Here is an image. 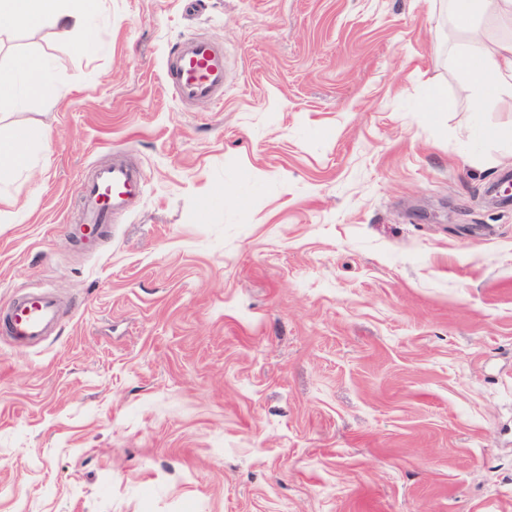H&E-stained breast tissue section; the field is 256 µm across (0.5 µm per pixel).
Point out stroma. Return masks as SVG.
Listing matches in <instances>:
<instances>
[{"mask_svg":"<svg viewBox=\"0 0 512 512\" xmlns=\"http://www.w3.org/2000/svg\"><path fill=\"white\" fill-rule=\"evenodd\" d=\"M0 137L47 132L0 196V512H512V98L450 61L448 0H101L95 44L12 28ZM223 46L183 106L166 53ZM441 90L447 107L426 103ZM145 181L74 244L77 186ZM164 78L186 106L224 97V48L200 36H189L169 53ZM22 87L27 94L46 93L51 78L42 60L29 56L18 57L13 66L0 71V99H12ZM59 304L51 291L31 288L0 311V333L9 338L37 346L57 326Z\"/></svg>","mask_w":512,"mask_h":512,"instance_id":"1","label":"stroma"}]
</instances>
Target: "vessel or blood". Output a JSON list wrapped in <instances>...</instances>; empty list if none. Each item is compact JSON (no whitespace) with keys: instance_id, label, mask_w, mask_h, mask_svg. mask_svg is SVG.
Listing matches in <instances>:
<instances>
[{"instance_id":"b4317fda","label":"vessel or blood","mask_w":512,"mask_h":512,"mask_svg":"<svg viewBox=\"0 0 512 512\" xmlns=\"http://www.w3.org/2000/svg\"><path fill=\"white\" fill-rule=\"evenodd\" d=\"M164 78L184 105L220 100L224 96V50L206 38L186 37L169 53ZM144 180L143 168L121 156L112 164L89 169L78 186L83 238L106 233ZM58 310L51 291L29 289L0 310V333L30 346L39 345L56 328Z\"/></svg>"}]
</instances>
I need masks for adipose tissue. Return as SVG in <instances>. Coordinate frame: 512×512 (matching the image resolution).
I'll use <instances>...</instances> for the list:
<instances>
[{"label":"adipose tissue","instance_id":"adipose-tissue-1","mask_svg":"<svg viewBox=\"0 0 512 512\" xmlns=\"http://www.w3.org/2000/svg\"><path fill=\"white\" fill-rule=\"evenodd\" d=\"M77 8L66 0H0V18L33 27L46 24L66 35L92 33L99 0H80ZM452 17L462 31L455 43L454 60L463 80L487 101L512 93V39L485 43L481 23L491 15L512 17V0H448ZM51 78L42 60L21 56L0 71V99L14 98L18 91L38 95L48 92ZM32 136L16 130L0 139V183L26 169L31 160Z\"/></svg>","mask_w":512,"mask_h":512}]
</instances>
